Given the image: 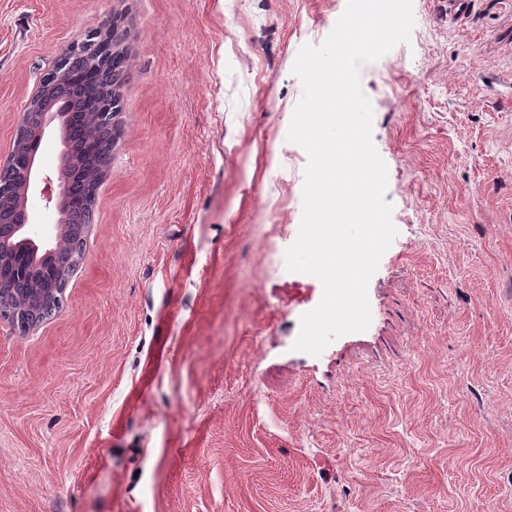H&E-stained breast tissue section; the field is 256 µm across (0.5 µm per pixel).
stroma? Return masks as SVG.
Returning a JSON list of instances; mask_svg holds the SVG:
<instances>
[{"mask_svg": "<svg viewBox=\"0 0 512 512\" xmlns=\"http://www.w3.org/2000/svg\"><path fill=\"white\" fill-rule=\"evenodd\" d=\"M440 2L360 70L398 234L314 356L292 68L347 0H0V160L71 44L129 54L60 305L0 319V512H512V0Z\"/></svg>", "mask_w": 512, "mask_h": 512, "instance_id": "obj_1", "label": "stroma"}]
</instances>
